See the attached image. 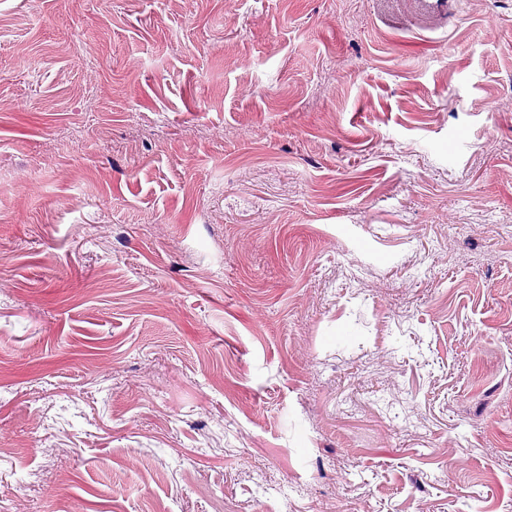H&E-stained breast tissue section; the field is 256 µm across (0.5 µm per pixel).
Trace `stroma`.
I'll return each mask as SVG.
<instances>
[{"instance_id": "1", "label": "stroma", "mask_w": 512, "mask_h": 512, "mask_svg": "<svg viewBox=\"0 0 512 512\" xmlns=\"http://www.w3.org/2000/svg\"><path fill=\"white\" fill-rule=\"evenodd\" d=\"M0 512H512V0H0Z\"/></svg>"}]
</instances>
